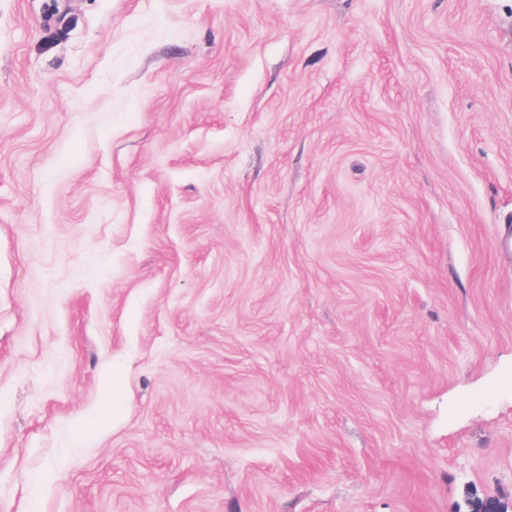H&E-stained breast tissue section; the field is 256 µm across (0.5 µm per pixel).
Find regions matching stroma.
I'll use <instances>...</instances> for the list:
<instances>
[{"mask_svg":"<svg viewBox=\"0 0 512 512\" xmlns=\"http://www.w3.org/2000/svg\"><path fill=\"white\" fill-rule=\"evenodd\" d=\"M473 494L512 504V0H0V512Z\"/></svg>","mask_w":512,"mask_h":512,"instance_id":"35a3bbf8","label":"stroma"}]
</instances>
